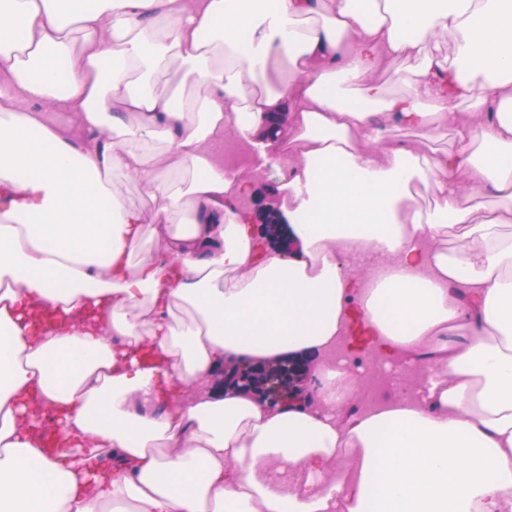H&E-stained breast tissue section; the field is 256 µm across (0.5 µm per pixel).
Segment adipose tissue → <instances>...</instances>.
Here are the masks:
<instances>
[{
	"instance_id": "adipose-tissue-1",
	"label": "adipose tissue",
	"mask_w": 512,
	"mask_h": 512,
	"mask_svg": "<svg viewBox=\"0 0 512 512\" xmlns=\"http://www.w3.org/2000/svg\"><path fill=\"white\" fill-rule=\"evenodd\" d=\"M283 112L287 254L224 167ZM0 512H512V0H0ZM378 121L384 128L387 137L403 142L406 145H417L423 148H448L451 142L452 135L448 132V129L442 130V135L437 140L433 141L429 140L424 131L407 130L401 127L396 119L390 115L383 114L378 118ZM369 363L370 360L361 359L349 364L361 381V389L354 399L363 405L367 402L378 403L392 395L395 390L394 382L387 381L377 370H372Z\"/></svg>"
}]
</instances>
